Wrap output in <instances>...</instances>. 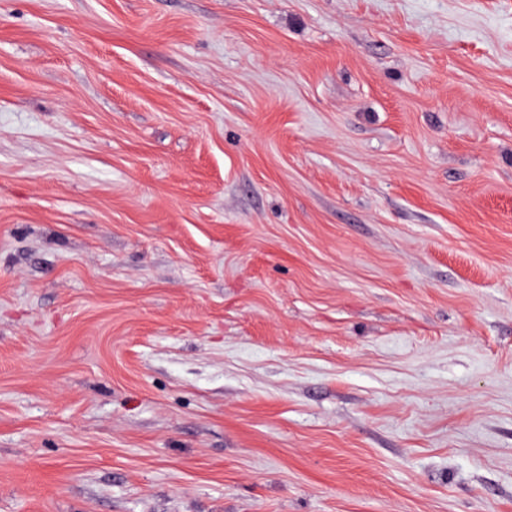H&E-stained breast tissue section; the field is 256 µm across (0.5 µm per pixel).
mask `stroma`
Returning a JSON list of instances; mask_svg holds the SVG:
<instances>
[{"label": "stroma", "instance_id": "35a3bbf8", "mask_svg": "<svg viewBox=\"0 0 512 512\" xmlns=\"http://www.w3.org/2000/svg\"><path fill=\"white\" fill-rule=\"evenodd\" d=\"M0 512H512V0H0Z\"/></svg>", "mask_w": 512, "mask_h": 512}]
</instances>
